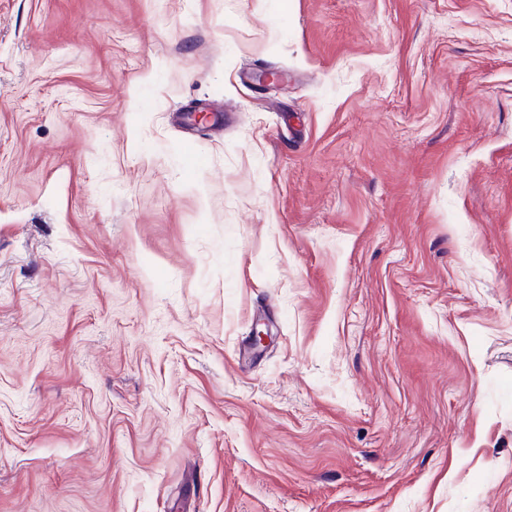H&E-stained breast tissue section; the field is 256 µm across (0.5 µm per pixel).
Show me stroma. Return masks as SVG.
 Returning a JSON list of instances; mask_svg holds the SVG:
<instances>
[{
  "instance_id": "35a3bbf8",
  "label": "stroma",
  "mask_w": 512,
  "mask_h": 512,
  "mask_svg": "<svg viewBox=\"0 0 512 512\" xmlns=\"http://www.w3.org/2000/svg\"><path fill=\"white\" fill-rule=\"evenodd\" d=\"M0 512H512V0H0Z\"/></svg>"
}]
</instances>
